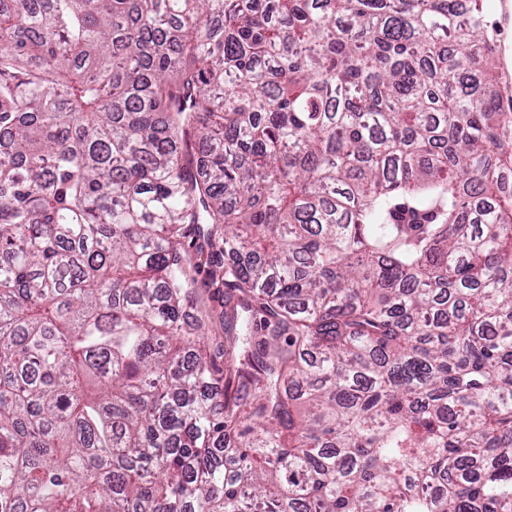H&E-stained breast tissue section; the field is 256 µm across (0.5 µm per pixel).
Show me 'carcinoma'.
Wrapping results in <instances>:
<instances>
[{
	"instance_id": "cac0c4a2",
	"label": "carcinoma",
	"mask_w": 512,
	"mask_h": 512,
	"mask_svg": "<svg viewBox=\"0 0 512 512\" xmlns=\"http://www.w3.org/2000/svg\"><path fill=\"white\" fill-rule=\"evenodd\" d=\"M497 34L463 0H0V512H512ZM193 253V260L199 265L196 272L197 288L193 294V312L200 315V306H195L196 301L200 302L203 308V321L205 324V336H201V345L208 354V359L221 371L223 379L220 383L224 390V294L227 288H215L209 279L210 253L205 248L202 254Z\"/></svg>"
}]
</instances>
